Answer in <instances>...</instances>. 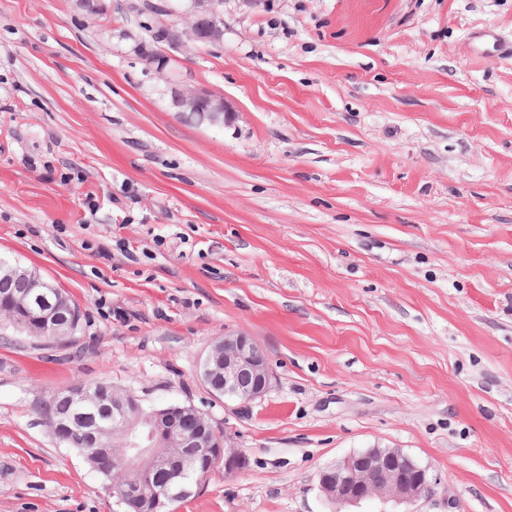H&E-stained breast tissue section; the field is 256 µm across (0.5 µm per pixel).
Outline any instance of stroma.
I'll return each mask as SVG.
<instances>
[{"mask_svg": "<svg viewBox=\"0 0 512 512\" xmlns=\"http://www.w3.org/2000/svg\"><path fill=\"white\" fill-rule=\"evenodd\" d=\"M166 3L0 0V255L81 311L0 322V512H120L37 410L78 382L246 452L173 512H336L320 471L374 446L436 483L349 512H512V58L469 51L512 0H224L207 46ZM236 332L273 379L230 413L198 369ZM178 105L185 108L202 107L204 119L208 125L223 128L235 120V112L231 110L224 98L208 92L187 89L183 90L178 99Z\"/></svg>", "mask_w": 512, "mask_h": 512, "instance_id": "obj_1", "label": "stroma"}]
</instances>
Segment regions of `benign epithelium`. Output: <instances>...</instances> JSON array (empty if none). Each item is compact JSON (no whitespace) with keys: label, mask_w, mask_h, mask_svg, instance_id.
<instances>
[{"label":"benign epithelium","mask_w":512,"mask_h":512,"mask_svg":"<svg viewBox=\"0 0 512 512\" xmlns=\"http://www.w3.org/2000/svg\"><path fill=\"white\" fill-rule=\"evenodd\" d=\"M222 0H191L186 9L174 6L172 15L188 20L184 35L195 43H215L223 39L224 21L218 4ZM178 105L185 108H203L208 125L222 128L235 120L224 98L208 92L187 89L182 91ZM30 275L37 291L26 303L0 305L10 325L27 336H42L57 342L74 335L71 308H62L60 294L48 291L49 285L39 274L17 266H0V274L13 277ZM203 383L216 397L224 398V405L240 409L260 398L269 389L272 371L269 359L245 333L226 334L216 341L200 363ZM68 404V409L48 419L52 431L67 444L79 442L97 446L102 436L112 433V447L117 449L113 459L132 474L148 471H174L184 476L196 467L199 452H211L224 464V474L234 475L248 464V457L240 448L231 445L228 437L218 433L212 423L193 405L179 404L146 408L134 393L109 385L95 383L69 387L54 393L46 403ZM185 416L193 418V428L182 427ZM435 478L429 468L417 463L399 448L373 447L350 454L319 474V491L325 498L338 504H357L379 496L414 504L432 489ZM138 483L116 489L119 504L138 506L137 512H159L167 500L188 497L194 484L178 482L162 485L150 498L138 495Z\"/></svg>","instance_id":"7a95c632"}]
</instances>
